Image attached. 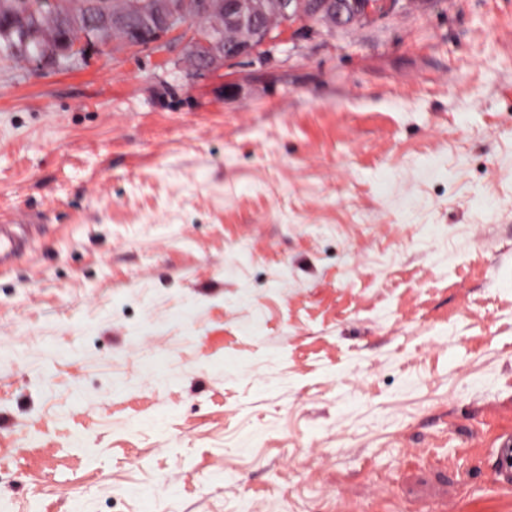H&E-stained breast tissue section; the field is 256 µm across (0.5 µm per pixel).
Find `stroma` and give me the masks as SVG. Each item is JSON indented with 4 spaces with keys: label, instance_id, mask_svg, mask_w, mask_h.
<instances>
[{
    "label": "stroma",
    "instance_id": "1",
    "mask_svg": "<svg viewBox=\"0 0 512 512\" xmlns=\"http://www.w3.org/2000/svg\"><path fill=\"white\" fill-rule=\"evenodd\" d=\"M309 29L0 59V512H512V0ZM31 227L32 224H0V274L27 252Z\"/></svg>",
    "mask_w": 512,
    "mask_h": 512
}]
</instances>
